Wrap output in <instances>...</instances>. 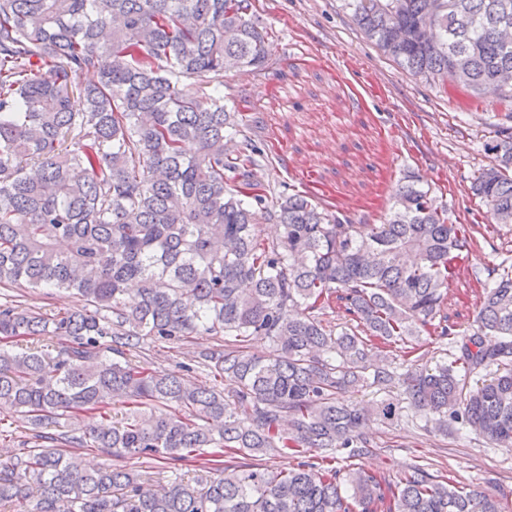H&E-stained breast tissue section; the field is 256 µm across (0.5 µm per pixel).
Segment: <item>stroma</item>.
<instances>
[{"mask_svg": "<svg viewBox=\"0 0 512 512\" xmlns=\"http://www.w3.org/2000/svg\"><path fill=\"white\" fill-rule=\"evenodd\" d=\"M267 31L265 68L224 74V103L238 114L242 137L265 154L260 176L268 204L280 195L309 192L352 218L382 223L405 171H414L456 224L479 222L488 238L469 254L448 296V320L469 329L477 298L475 277L512 261V224L496 223L471 193L474 174L493 166L488 145L496 131L512 126L499 94L484 95L474 108L460 96L401 68L355 24L344 0H251ZM63 313L74 298L54 288H0V304ZM224 339L203 334L189 342L144 339L128 360L152 372H173L186 384L211 385L199 362L202 352ZM372 451L356 464L393 479L426 465L454 483L480 486L512 500V448L475 437H442L425 430L413 412L398 424L372 423ZM80 456L88 465L117 464L140 472L148 487L172 474L193 479L196 465L178 470L147 458L119 460L93 448Z\"/></svg>", "mask_w": 512, "mask_h": 512, "instance_id": "1", "label": "stroma"}]
</instances>
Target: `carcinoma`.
Segmentation results:
<instances>
[{
	"label": "carcinoma",
	"instance_id": "obj_1",
	"mask_svg": "<svg viewBox=\"0 0 512 512\" xmlns=\"http://www.w3.org/2000/svg\"><path fill=\"white\" fill-rule=\"evenodd\" d=\"M355 23L407 70L475 102L512 72V0H346ZM250 0H0V286L55 288L76 305L48 317L0 305V410L37 429L61 416L127 407L121 422L52 442L117 458L199 464L143 489L142 474L87 470L40 444L0 467V504L20 512H512L504 495L448 486L426 467L390 482L340 457L372 448L396 385L425 427L512 447V267L478 295L468 333L448 324V291L476 244L406 175L381 224H357L304 194L266 207L263 150L234 142L221 78L266 63ZM49 70L50 78L42 77ZM86 73L96 75L87 84ZM186 80L198 83L186 94ZM79 93L83 108L71 107ZM470 190L512 224V131ZM281 232L261 237L262 221ZM342 304L351 324L326 311ZM224 336L205 356L210 386L124 360L146 337ZM453 349L430 368L420 336ZM37 338L46 347L17 352ZM264 338L271 350L248 351ZM410 347L395 367L394 351ZM208 448L210 452L203 453ZM288 454L270 470L228 453Z\"/></svg>",
	"mask_w": 512,
	"mask_h": 512
}]
</instances>
